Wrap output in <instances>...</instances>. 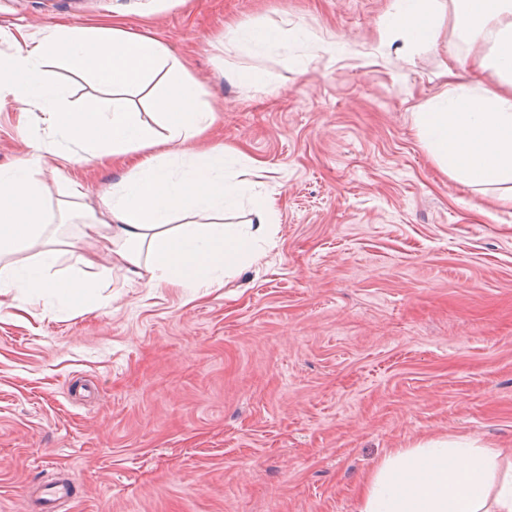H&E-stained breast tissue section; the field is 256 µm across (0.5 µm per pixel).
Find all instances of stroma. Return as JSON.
Returning <instances> with one entry per match:
<instances>
[{"label":"stroma","mask_w":512,"mask_h":512,"mask_svg":"<svg viewBox=\"0 0 512 512\" xmlns=\"http://www.w3.org/2000/svg\"><path fill=\"white\" fill-rule=\"evenodd\" d=\"M389 0H0L12 34L59 22L150 32L202 81L210 143L243 151L278 224L220 288L128 286L87 310L0 312V512L67 475L63 512H359L395 448L446 438L512 463V208L431 159L414 108L478 49L443 20L436 45L380 44ZM279 26L282 47L224 52V25ZM264 72L240 89L226 69ZM72 106L102 104L52 62ZM63 146L0 108V166ZM119 171L63 170L86 208Z\"/></svg>","instance_id":"stroma-1"}]
</instances>
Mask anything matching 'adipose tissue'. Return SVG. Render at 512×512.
Wrapping results in <instances>:
<instances>
[{
	"mask_svg": "<svg viewBox=\"0 0 512 512\" xmlns=\"http://www.w3.org/2000/svg\"><path fill=\"white\" fill-rule=\"evenodd\" d=\"M448 11L458 36L487 42L471 63L499 82L493 88L447 83L418 106L415 127L445 172L468 186H502L498 202L512 208V0H391L379 39L434 45ZM282 42L277 26H240L225 37L224 51ZM51 59L107 87L111 108H66L68 83L45 76ZM153 81L160 118L152 125L126 95ZM205 93L161 41L119 24L56 25L39 37L15 38L13 53L0 55V102L10 99L24 115H40L53 137L68 143L59 154L62 166L108 157L124 172L83 225L95 248L78 249L52 228L55 214L40 178L44 144H30L26 158L0 167V309L21 296L49 313L59 304L84 308L99 286L103 258L145 287L193 289L223 286L226 273L260 258L277 210L271 196L252 192L250 167L241 179L228 178L232 151L220 145L190 152L186 169L169 163L176 146L213 123ZM244 199L251 214L246 228L225 223V212ZM501 455L456 440L394 449L361 486L360 512H512V469L495 473Z\"/></svg>",
	"mask_w": 512,
	"mask_h": 512,
	"instance_id": "1",
	"label": "adipose tissue"
}]
</instances>
